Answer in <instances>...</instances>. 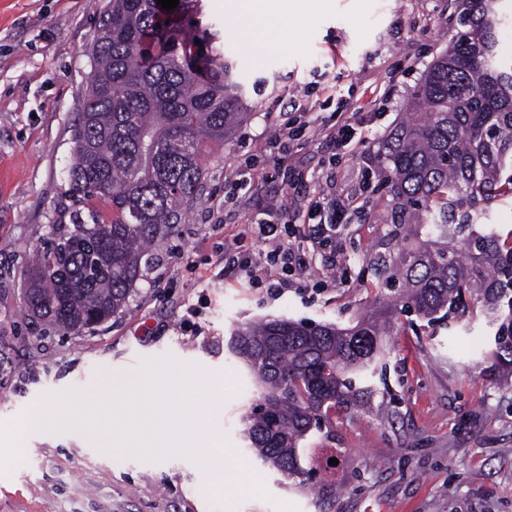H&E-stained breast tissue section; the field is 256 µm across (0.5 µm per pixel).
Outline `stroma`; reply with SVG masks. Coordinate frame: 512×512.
I'll list each match as a JSON object with an SVG mask.
<instances>
[{"label": "stroma", "mask_w": 512, "mask_h": 512, "mask_svg": "<svg viewBox=\"0 0 512 512\" xmlns=\"http://www.w3.org/2000/svg\"><path fill=\"white\" fill-rule=\"evenodd\" d=\"M106 2L0 0V422L48 395L89 391L169 355L230 394L212 412L214 429L267 490L244 497L236 512H512V377L494 370L487 325L468 307L434 329L410 323L374 269L376 258L434 241L419 225L395 223L378 151L418 79L446 50L458 0H321L296 32V50L259 57L237 35L225 0H180L175 17L216 35L246 90L249 116L223 151H206L203 198L186 223L154 242L128 308L68 333L25 314L24 271L50 225L106 209L96 199L75 201L67 175ZM292 100L317 135L278 140ZM344 121L361 142L329 171L331 147L320 130ZM252 155L253 178L240 182L238 167ZM322 197L356 207L336 230L334 269L306 222ZM271 208L296 225L292 244L306 262L277 296L224 264L233 242L263 252L250 223ZM265 316L343 327L375 316L394 325L383 339L384 381L361 407L332 413L308 435L305 473L293 480L263 465L244 438L259 389L229 342L235 329ZM24 444L25 459L0 474V512H222L226 493L244 489H225L202 465L205 441L198 459L159 462L100 451L79 430L32 431Z\"/></svg>", "instance_id": "1"}]
</instances>
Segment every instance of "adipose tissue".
Returning <instances> with one entry per match:
<instances>
[{"instance_id": "ef3b65f1", "label": "adipose tissue", "mask_w": 512, "mask_h": 512, "mask_svg": "<svg viewBox=\"0 0 512 512\" xmlns=\"http://www.w3.org/2000/svg\"><path fill=\"white\" fill-rule=\"evenodd\" d=\"M237 20L238 35L249 41L255 52L290 49L289 35L294 0H228Z\"/></svg>"}]
</instances>
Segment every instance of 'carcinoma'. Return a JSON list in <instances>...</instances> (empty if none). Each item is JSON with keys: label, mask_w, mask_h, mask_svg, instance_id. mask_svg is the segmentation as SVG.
<instances>
[{"label": "carcinoma", "mask_w": 512, "mask_h": 512, "mask_svg": "<svg viewBox=\"0 0 512 512\" xmlns=\"http://www.w3.org/2000/svg\"><path fill=\"white\" fill-rule=\"evenodd\" d=\"M157 0H109L90 47L92 69L73 134V194L112 208L91 223L54 224L49 246L26 270L25 304L67 331L121 313L149 264L147 246L172 232L205 190L202 145L224 148L245 119L233 66L185 27L158 28ZM458 30L412 92V111L383 142L393 201L407 224L442 239L401 260L396 300L427 323L470 296L494 328L492 352L512 367V237L473 236L471 261L448 245L464 206L512 195V67L499 65L492 0H461ZM265 317L239 327L230 348L261 396L245 415L257 458L283 477L304 473L300 445L331 410L356 402V378L376 370L392 329L367 318L349 328Z\"/></svg>", "instance_id": "cac0c4a2"}]
</instances>
